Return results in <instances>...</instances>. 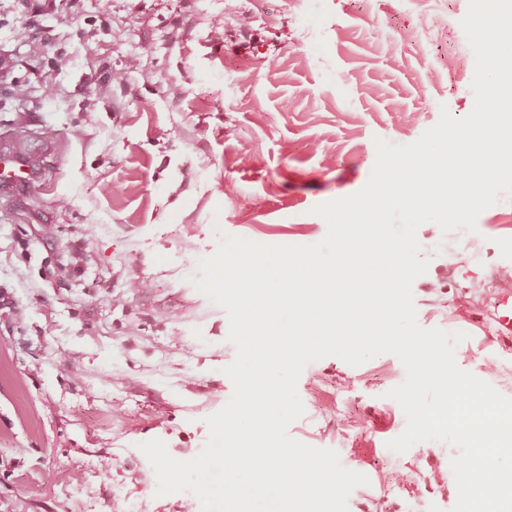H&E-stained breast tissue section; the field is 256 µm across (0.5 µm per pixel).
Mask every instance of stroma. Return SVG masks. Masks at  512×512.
<instances>
[{"mask_svg": "<svg viewBox=\"0 0 512 512\" xmlns=\"http://www.w3.org/2000/svg\"><path fill=\"white\" fill-rule=\"evenodd\" d=\"M468 0H0V151L43 140L38 178L0 191V512H202L190 492L157 495L142 443L187 461L206 417L233 392L226 311L195 285L221 236L307 245L327 233L314 206L361 190L376 142L407 145L441 107L474 106L458 63ZM247 18L240 27L239 18ZM48 42L39 62L17 40ZM426 30V43L412 40ZM223 40H216V31ZM55 87L45 95V83ZM426 273L418 324L466 333L458 366L512 398V349L486 329L488 298L512 290V195L476 232H417ZM79 273L61 268L72 249ZM392 354L335 356L298 380L289 435L360 466L348 512H450L457 450L406 427L386 393ZM108 414L109 426L99 422Z\"/></svg>", "mask_w": 512, "mask_h": 512, "instance_id": "obj_1", "label": "stroma"}]
</instances>
